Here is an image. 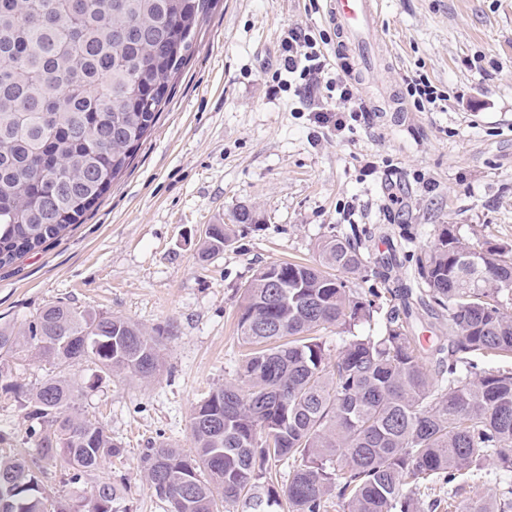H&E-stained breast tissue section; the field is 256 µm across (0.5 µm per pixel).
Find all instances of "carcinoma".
I'll list each match as a JSON object with an SVG mask.
<instances>
[{
	"label": "carcinoma",
	"mask_w": 512,
	"mask_h": 512,
	"mask_svg": "<svg viewBox=\"0 0 512 512\" xmlns=\"http://www.w3.org/2000/svg\"><path fill=\"white\" fill-rule=\"evenodd\" d=\"M213 0H0V268L59 238L126 169L155 126ZM233 229L209 224L202 257L224 252ZM320 263L259 268L240 295L237 335L250 352L237 378L192 410L194 451L161 443L143 479L167 512H414L421 490L451 492L495 458L512 471V245L465 243L443 228L419 259L421 299L448 345L429 368L407 318L352 287L369 272L357 241L333 234ZM334 269L330 274L327 269ZM383 319L378 331L357 327ZM341 328L331 358L319 332ZM34 355L58 372L24 394L34 452L75 484L123 455L109 429L81 409L70 368L148 381L160 337L122 316L63 301L23 329L0 327V359ZM284 471L276 486L272 468ZM123 486L97 480L66 512H130ZM44 470L0 458V512H59ZM464 512H512V484Z\"/></svg>",
	"instance_id": "1"
}]
</instances>
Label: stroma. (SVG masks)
Here are the masks:
<instances>
[{"mask_svg": "<svg viewBox=\"0 0 512 512\" xmlns=\"http://www.w3.org/2000/svg\"><path fill=\"white\" fill-rule=\"evenodd\" d=\"M384 60L358 80L369 119L337 130L320 94L280 83L291 28L321 35L330 74L354 77L336 52L325 4L215 0L158 120L134 158L61 237L0 269V324L22 327L50 302L168 328L154 378L93 383L81 407L121 442L102 477L122 481L132 512H163L140 475L150 445L191 446L189 417L234 377L243 286L262 266L317 260L340 231L378 253L398 251L391 285H416V263L442 227L465 241L512 244V0H380ZM423 75L444 111L406 102L403 80ZM396 191L402 205L389 206ZM251 207L223 253L201 257L206 225ZM0 377V454L31 448L13 386L33 389L50 364L12 358Z\"/></svg>", "mask_w": 512, "mask_h": 512, "instance_id": "obj_1", "label": "stroma"}]
</instances>
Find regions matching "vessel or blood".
<instances>
[{
  "instance_id": "vessel-or-blood-1",
  "label": "vessel or blood",
  "mask_w": 512,
  "mask_h": 512,
  "mask_svg": "<svg viewBox=\"0 0 512 512\" xmlns=\"http://www.w3.org/2000/svg\"><path fill=\"white\" fill-rule=\"evenodd\" d=\"M327 15L340 39L337 54L352 59L356 72H374L381 40L377 0H327Z\"/></svg>"
}]
</instances>
